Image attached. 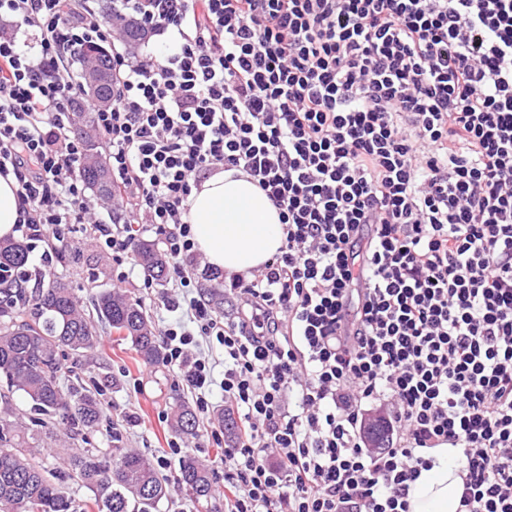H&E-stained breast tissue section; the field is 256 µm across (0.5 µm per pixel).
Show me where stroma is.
<instances>
[{
    "label": "stroma",
    "instance_id": "obj_1",
    "mask_svg": "<svg viewBox=\"0 0 512 512\" xmlns=\"http://www.w3.org/2000/svg\"><path fill=\"white\" fill-rule=\"evenodd\" d=\"M75 243L80 249L79 260L52 262L51 271L69 280L80 299H88L90 294L105 288L124 291L144 306L157 331L173 317H185V310L173 313L164 304L166 295L172 291V281L151 283L135 260L116 259L110 250L102 247L92 228L80 229ZM63 364V380L92 377L101 383L102 420L87 431L85 441L72 439L64 446L46 432H26V445L34 449L36 459L53 468L68 461L70 455L82 452L87 445L107 454L120 447L139 451L154 461L166 457V464H160L158 471L163 477L174 478L180 458L171 454L168 447L172 439L168 420L176 402L192 398L181 378L166 365L144 363L130 342L115 334L103 335L92 351L66 353ZM207 426V421H200L196 436L186 439L185 444L188 453L211 468L213 498L208 505L201 506L184 490L174 487L158 512H224V446L207 435Z\"/></svg>",
    "mask_w": 512,
    "mask_h": 512
}]
</instances>
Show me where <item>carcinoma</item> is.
Wrapping results in <instances>:
<instances>
[{
	"instance_id": "obj_1",
	"label": "carcinoma",
	"mask_w": 512,
	"mask_h": 512,
	"mask_svg": "<svg viewBox=\"0 0 512 512\" xmlns=\"http://www.w3.org/2000/svg\"><path fill=\"white\" fill-rule=\"evenodd\" d=\"M118 0L104 5L107 18L125 23L123 43L126 54L134 55L145 42L149 28L125 14ZM96 63L102 73L97 95L112 98L116 74L111 51L99 43L86 44L73 52L72 62L81 73L86 62ZM73 127L85 133V155L81 177L99 194L110 192L106 161L97 138L88 134L93 124L90 113L78 109L70 117ZM31 245L21 240L0 241V386L22 394L36 417L32 424L51 432L55 418L76 431L96 427L102 418L101 387L93 382L60 383L65 352L95 349L101 333L109 331L131 342L147 364L164 361V351L150 326L141 304L124 292L94 293L90 303L94 314L85 313L70 283L59 276L46 277L29 267ZM137 261L152 280L167 277L168 260L158 244L137 240ZM37 287H29L31 280ZM225 435H236L237 420L229 409L213 412ZM170 431L196 435V413L181 401L170 413ZM17 425L0 417V512H70L66 492L70 481L87 489L98 512H156L170 493L169 484L159 477L150 458L135 450L116 449L111 455L85 451L67 462L64 470H49L31 461L33 452L16 441ZM175 484L183 486L196 500H208L214 493L212 471L187 453L179 463Z\"/></svg>"
}]
</instances>
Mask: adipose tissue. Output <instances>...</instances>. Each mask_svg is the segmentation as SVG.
I'll use <instances>...</instances> for the list:
<instances>
[{
    "instance_id": "1",
    "label": "adipose tissue",
    "mask_w": 512,
    "mask_h": 512,
    "mask_svg": "<svg viewBox=\"0 0 512 512\" xmlns=\"http://www.w3.org/2000/svg\"><path fill=\"white\" fill-rule=\"evenodd\" d=\"M186 220L198 251L228 276L250 275L285 239L278 210L243 172L206 179L188 199ZM454 455L445 446L434 451L432 468L409 485V512H458L463 474Z\"/></svg>"
}]
</instances>
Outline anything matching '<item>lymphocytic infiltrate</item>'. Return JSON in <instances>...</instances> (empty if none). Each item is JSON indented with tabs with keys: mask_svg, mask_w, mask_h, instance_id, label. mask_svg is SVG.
<instances>
[{
	"mask_svg": "<svg viewBox=\"0 0 512 512\" xmlns=\"http://www.w3.org/2000/svg\"><path fill=\"white\" fill-rule=\"evenodd\" d=\"M66 2L0 0V175L30 238L89 224L126 258L142 230L161 237L170 303L188 299L165 363L200 414L217 384L237 418L224 512H408L443 445L463 512H512V0H146L171 46L114 55L111 106L81 100L107 201L79 176L66 51L112 26ZM219 169L250 175L285 226L276 255L225 282L224 316L193 294L183 219ZM106 207L122 224L97 220ZM372 402L385 448L364 438Z\"/></svg>",
	"mask_w": 512,
	"mask_h": 512,
	"instance_id": "lymphocytic-infiltrate-1",
	"label": "lymphocytic infiltrate"
}]
</instances>
